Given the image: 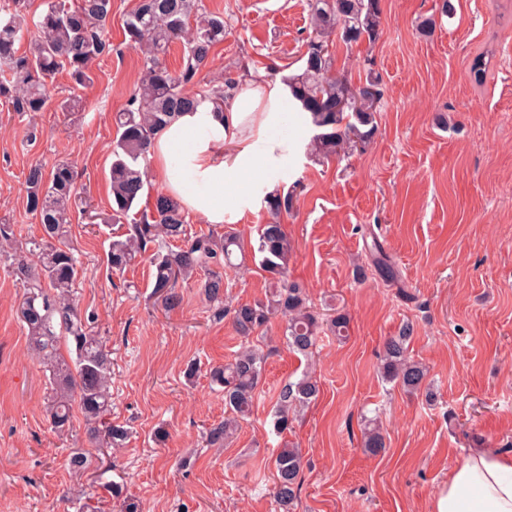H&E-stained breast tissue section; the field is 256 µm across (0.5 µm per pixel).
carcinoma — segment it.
<instances>
[{
    "instance_id": "carcinoma-1",
    "label": "carcinoma",
    "mask_w": 512,
    "mask_h": 512,
    "mask_svg": "<svg viewBox=\"0 0 512 512\" xmlns=\"http://www.w3.org/2000/svg\"><path fill=\"white\" fill-rule=\"evenodd\" d=\"M9 2L8 7L0 8V100L9 110L44 111L50 100L48 80L59 72L67 73L76 87L93 82L92 64L112 53L105 34L112 0H77L75 5L67 4V0H43V10L34 21L38 35L22 53L15 45L28 30V0ZM308 12L312 34L303 66L297 73L282 76L281 81L306 113L313 135L305 153L319 162L365 149L377 134L376 115L382 98L379 76L370 70L359 86H353L335 72L330 47L336 41H376L381 8L379 0H308ZM225 29L224 14L208 10L202 0H138L126 16L124 32L128 45L142 55V78L127 107L114 117L112 222L128 217L149 190L143 161L162 130L183 113L206 104L222 109L226 91L235 90L231 81L215 85L198 80L215 48L224 43ZM178 42L182 44L180 66L171 72L162 57ZM491 61L489 52L473 59L470 78L476 86L485 83ZM24 192L26 212L39 221L43 236L28 248L37 254V263L18 256L9 264V272L23 288L18 317L27 327L33 348L52 372L48 398L52 428L58 434L68 431L76 405L97 446L122 448L129 431L111 421L109 351L91 334L76 303L80 263L68 233L72 213L80 208L82 199L73 165L67 160L57 161L49 170L38 162L30 165ZM158 196V206L133 219L127 232L111 241L107 265L112 273L121 274L152 248L155 301L166 308L179 304V285L194 279L205 299L215 306V316L231 315L244 344L232 362L210 369L212 382L224 389L225 413L224 419L207 432L206 442L221 446L251 415L263 378L266 358L250 341L254 333L280 314L287 320L288 348L306 357L322 333L345 337L348 320L342 313L331 319L321 317L308 304L305 289L288 279L293 246L281 218L293 208V191L277 189L262 198L270 219L259 226L253 252L261 255V266L274 281L271 300L229 310L223 306V271L237 267L238 256L245 254L243 239L227 224L220 233L188 234L185 208L166 193ZM64 333L73 344L67 358L58 347ZM408 340L409 330L405 329L386 341L380 370L386 381L411 392L423 385L426 369L408 356ZM319 391L317 379L308 372L286 383L277 398V432L288 431L294 412L314 400ZM363 448L370 454L385 448L377 428L365 429ZM274 469V499L279 512H295L301 490V451L288 446L279 449Z\"/></svg>"
}]
</instances>
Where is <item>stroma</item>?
I'll return each instance as SVG.
<instances>
[{
  "label": "stroma",
  "mask_w": 512,
  "mask_h": 512,
  "mask_svg": "<svg viewBox=\"0 0 512 512\" xmlns=\"http://www.w3.org/2000/svg\"><path fill=\"white\" fill-rule=\"evenodd\" d=\"M204 2L223 12L228 34L201 82L236 78L246 67L298 69L311 32L306 0ZM451 3L445 16L442 0H380L375 42L333 46L335 67L351 82L368 65L382 82L378 132L365 152L312 163L301 112L293 103L282 112L278 183L297 195L282 218L294 247L289 276L315 310L345 314L348 335L323 334L306 359L288 350L283 319L272 317L261 331L268 359L253 412L224 447L206 443L207 429L224 418V390L209 369L231 361L242 340L230 320L213 319L195 283L183 285L179 306L164 309L151 296L148 258L121 275L106 268L123 225L74 215L77 300L111 352L112 419L130 429L108 468L82 414L72 433L52 432L50 371L17 316L22 290L0 263V512H120L128 504L135 512H277L271 460L286 444L303 456L296 512H431L436 489L470 449L512 455V0ZM136 4L112 0L113 51L94 64L92 84L76 88L56 75L55 102L42 112L19 115L0 103V218L21 242L42 235L25 211L32 163L71 160L79 190L96 211L111 210L113 117L141 76L140 55L123 34ZM427 18L435 25L425 33ZM486 49L492 70L478 87L469 68ZM65 97L80 99V117L57 107ZM31 125L40 131L32 144ZM245 192L248 204L225 221L253 238L268 219L265 190L254 182ZM380 251L392 274L376 267ZM224 281L229 308L267 301L272 291L270 274L251 260ZM407 325L409 354L427 370L414 393L379 372L386 339ZM193 360L200 371L190 383L184 370ZM307 369L320 392L277 434V394ZM371 422L385 439L375 455L362 447ZM77 452L88 457L86 474L66 465Z\"/></svg>",
  "instance_id": "35a3bbf8"
}]
</instances>
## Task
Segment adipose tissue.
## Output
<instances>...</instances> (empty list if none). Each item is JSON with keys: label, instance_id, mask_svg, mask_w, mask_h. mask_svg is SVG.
I'll use <instances>...</instances> for the list:
<instances>
[{"label": "adipose tissue", "instance_id": "1", "mask_svg": "<svg viewBox=\"0 0 512 512\" xmlns=\"http://www.w3.org/2000/svg\"><path fill=\"white\" fill-rule=\"evenodd\" d=\"M287 90L265 73L245 78L223 113L206 106L181 115L151 149V164L168 194L208 223L220 224L245 196L241 178L277 185L282 140L271 129L281 121ZM433 512H512V456L471 449L433 497Z\"/></svg>", "mask_w": 512, "mask_h": 512}]
</instances>
